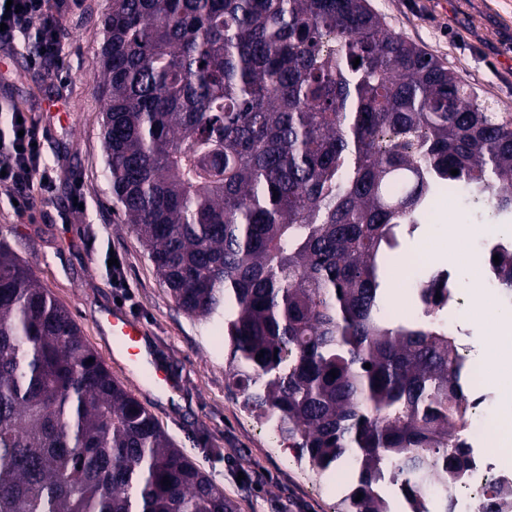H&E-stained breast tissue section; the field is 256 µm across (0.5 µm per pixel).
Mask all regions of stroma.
<instances>
[{"mask_svg": "<svg viewBox=\"0 0 512 512\" xmlns=\"http://www.w3.org/2000/svg\"><path fill=\"white\" fill-rule=\"evenodd\" d=\"M390 29L431 53L457 76L475 84L500 111L512 113V0H369ZM112 0H50L60 26L68 83L30 68L27 46L0 53L5 95L39 126H53L43 151L60 170L49 198H35L17 217L10 190L0 186V241L7 243L53 296L65 305L90 345L162 428L225 494L239 512H340V498L301 463L262 420L242 406L226 379L224 348L213 330L179 310L157 276L147 250L126 224L112 196L102 139L103 103L94 87L101 72V22ZM59 103L65 122L52 124L45 105ZM88 208L71 223L60 220L74 182ZM123 254L124 281L113 287L103 258ZM145 328V341L176 381L162 395L137 370L111 354L100 324L115 302Z\"/></svg>", "mask_w": 512, "mask_h": 512, "instance_id": "stroma-1", "label": "stroma"}]
</instances>
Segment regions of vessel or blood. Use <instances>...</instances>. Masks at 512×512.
<instances>
[{"label":"vessel or blood","mask_w":512,"mask_h":512,"mask_svg":"<svg viewBox=\"0 0 512 512\" xmlns=\"http://www.w3.org/2000/svg\"><path fill=\"white\" fill-rule=\"evenodd\" d=\"M102 321L107 325L112 336L113 353L125 356L128 366L147 373L155 386L160 388L173 387L174 382L158 365L152 364L140 354L142 329L121 306H113L104 312Z\"/></svg>","instance_id":"1"}]
</instances>
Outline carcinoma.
I'll return each mask as SVG.
<instances>
[{
  "label": "carcinoma",
  "instance_id": "1",
  "mask_svg": "<svg viewBox=\"0 0 512 512\" xmlns=\"http://www.w3.org/2000/svg\"><path fill=\"white\" fill-rule=\"evenodd\" d=\"M102 29L112 196L244 408L350 467L341 512H390L388 479L425 512L471 465L470 384L387 277L431 178L512 209V115L368 0H112ZM498 273L512 291V255ZM0 512H237L2 245Z\"/></svg>",
  "mask_w": 512,
  "mask_h": 512
}]
</instances>
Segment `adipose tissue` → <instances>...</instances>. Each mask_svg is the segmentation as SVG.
I'll return each mask as SVG.
<instances>
[{
    "instance_id": "ef3b65f1",
    "label": "adipose tissue",
    "mask_w": 512,
    "mask_h": 512,
    "mask_svg": "<svg viewBox=\"0 0 512 512\" xmlns=\"http://www.w3.org/2000/svg\"><path fill=\"white\" fill-rule=\"evenodd\" d=\"M485 371L489 383L500 389L505 408L501 433L492 441L493 447L512 446V313L498 315L489 329L485 354Z\"/></svg>"
}]
</instances>
